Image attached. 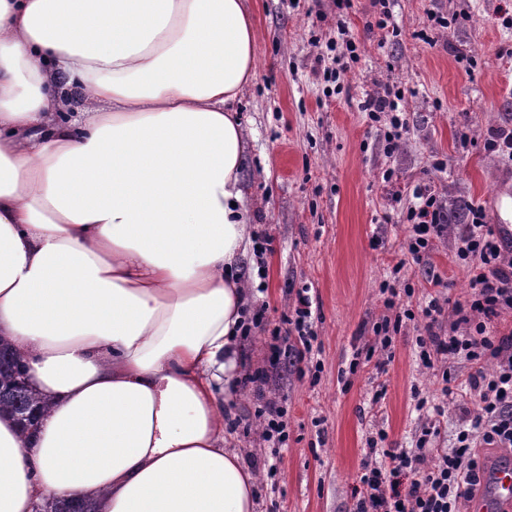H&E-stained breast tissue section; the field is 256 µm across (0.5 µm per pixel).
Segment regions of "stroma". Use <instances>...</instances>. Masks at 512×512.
I'll return each instance as SVG.
<instances>
[{
  "instance_id": "obj_1",
  "label": "stroma",
  "mask_w": 512,
  "mask_h": 512,
  "mask_svg": "<svg viewBox=\"0 0 512 512\" xmlns=\"http://www.w3.org/2000/svg\"><path fill=\"white\" fill-rule=\"evenodd\" d=\"M246 5L257 29L256 76L235 109L247 138L242 178L253 247L239 264L252 286L247 310L267 306V319L278 323L306 288L321 313L318 378L268 366L269 333L239 341L245 365L268 368L266 397L288 409V442L276 477L259 478L256 512H349L370 436L382 430L386 447H415L423 422L416 396L442 410L434 447L452 448L464 425L470 367L459 359L425 367L414 347L417 323L403 327L385 370L368 362L349 382L339 377L375 342L383 282L409 285L415 308L431 295L454 304L471 292L452 234L435 239L428 261L410 262L401 215L416 203L414 186L435 190L449 223H470L471 203L483 207L486 223L512 225V162L486 146L489 130L512 129V0H390L396 37L368 29L370 0H353L345 20L361 55L337 85L322 78L326 45L338 37L333 0ZM431 13L450 25L425 42L418 33ZM392 85L404 93L408 132L389 154L361 104ZM268 237L271 251L259 253ZM446 368L456 378L448 396ZM379 390L385 396L377 402ZM254 402L248 389L224 408L225 445L246 459L271 453L259 430L233 423Z\"/></svg>"
}]
</instances>
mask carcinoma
Returning <instances> with one entry per match:
<instances>
[{
	"instance_id": "carcinoma-1",
	"label": "carcinoma",
	"mask_w": 512,
	"mask_h": 512,
	"mask_svg": "<svg viewBox=\"0 0 512 512\" xmlns=\"http://www.w3.org/2000/svg\"><path fill=\"white\" fill-rule=\"evenodd\" d=\"M48 405L29 387L24 365L13 345L0 339V412L6 410L17 417L21 433L31 429L34 415L46 412ZM39 512H99L94 499L48 498L38 504Z\"/></svg>"
}]
</instances>
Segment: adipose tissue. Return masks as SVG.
Segmentation results:
<instances>
[{
  "label": "adipose tissue",
  "mask_w": 512,
  "mask_h": 512,
  "mask_svg": "<svg viewBox=\"0 0 512 512\" xmlns=\"http://www.w3.org/2000/svg\"><path fill=\"white\" fill-rule=\"evenodd\" d=\"M256 38L244 0H0V336L53 403L0 415V512H254L224 405ZM39 509V511H37ZM35 512H99V503L94 499L47 498L40 502Z\"/></svg>",
  "instance_id": "1"
}]
</instances>
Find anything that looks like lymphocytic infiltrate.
Listing matches in <instances>:
<instances>
[{
    "instance_id": "1",
    "label": "lymphocytic infiltrate",
    "mask_w": 512,
    "mask_h": 512,
    "mask_svg": "<svg viewBox=\"0 0 512 512\" xmlns=\"http://www.w3.org/2000/svg\"><path fill=\"white\" fill-rule=\"evenodd\" d=\"M401 90L386 89L383 95L369 98L363 105L374 121L388 119L384 133L386 153H394L407 129L398 114ZM420 204L405 215L408 224V250L415 262H422L433 241L447 233L444 206L428 185L413 190ZM471 222L455 236L456 256L462 262L475 261L479 271L472 279L473 292L465 302L447 308L440 298H430L421 312L404 307L401 291L385 282L380 286L385 314L373 330L378 345L364 349L366 358L376 351L391 352L393 342L405 321L423 315V331L415 338L419 358L426 367L464 359L472 364L467 384L475 397L471 401V423L460 430L452 451L432 454L429 444L436 433L433 423H426L416 441L415 451L386 448V432L370 440L368 456L362 464L358 491L350 512H460L465 498L483 485L486 464L480 451L484 448L512 447V332L487 335L489 323L512 309V239H505L494 226L485 223L481 207L472 205ZM454 320L449 333H441L446 314ZM282 329L267 330L263 312H256L244 322V335L252 331H270L272 339L295 336L288 347L290 365L304 373L311 362L317 334L313 329L312 299L307 291L296 294L292 312L282 314Z\"/></svg>"
}]
</instances>
